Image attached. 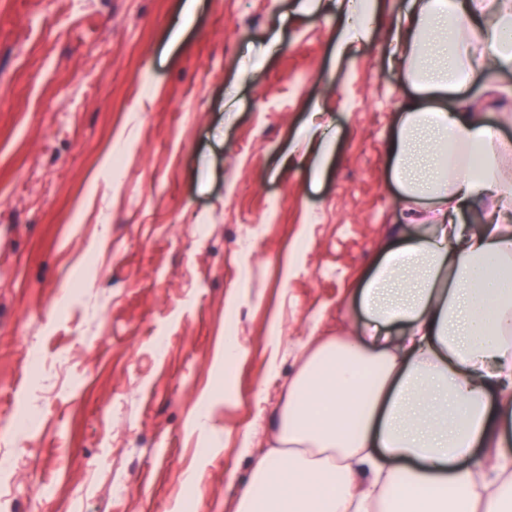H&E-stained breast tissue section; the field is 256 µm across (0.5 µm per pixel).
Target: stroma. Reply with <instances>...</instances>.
<instances>
[{
  "instance_id": "35a3bbf8",
  "label": "stroma",
  "mask_w": 512,
  "mask_h": 512,
  "mask_svg": "<svg viewBox=\"0 0 512 512\" xmlns=\"http://www.w3.org/2000/svg\"><path fill=\"white\" fill-rule=\"evenodd\" d=\"M404 4L340 67L320 0H0V512H234L243 433L308 337L355 326L397 220ZM319 104L316 180L280 162Z\"/></svg>"
}]
</instances>
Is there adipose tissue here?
<instances>
[{"instance_id":"ef3b65f1","label":"adipose tissue","mask_w":512,"mask_h":512,"mask_svg":"<svg viewBox=\"0 0 512 512\" xmlns=\"http://www.w3.org/2000/svg\"><path fill=\"white\" fill-rule=\"evenodd\" d=\"M336 7L342 63L377 24ZM384 51L415 91L388 142L400 221L357 292L364 325L311 337L276 430L244 439L235 512H503L512 489V142L484 111L512 99V0H409ZM331 142L311 114L282 163L321 176Z\"/></svg>"}]
</instances>
